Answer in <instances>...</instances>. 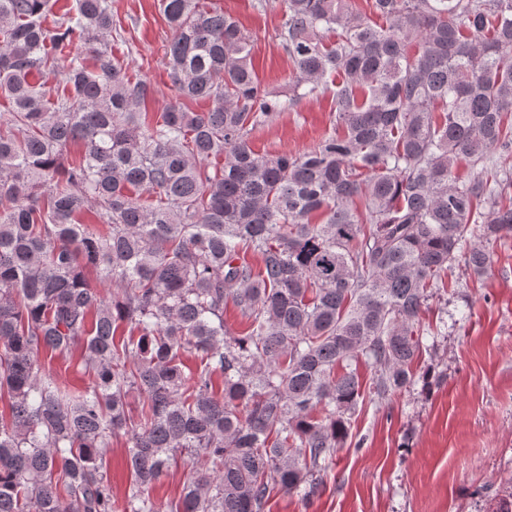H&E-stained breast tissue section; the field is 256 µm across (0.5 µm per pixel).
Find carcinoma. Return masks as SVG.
Instances as JSON below:
<instances>
[{"label": "carcinoma", "instance_id": "obj_1", "mask_svg": "<svg viewBox=\"0 0 512 512\" xmlns=\"http://www.w3.org/2000/svg\"><path fill=\"white\" fill-rule=\"evenodd\" d=\"M161 2L176 101L152 123L151 85L112 56V0H75L52 28L50 0H0V512H265L276 490L315 495L365 395L413 382L432 289L460 261L483 276L487 243L512 237V0H371L380 25L352 0H281L284 101L222 10ZM78 43L93 65L59 64ZM331 74L343 133L252 149ZM76 350L88 383L72 394L40 354ZM178 463L191 476L164 505L152 489ZM125 439L113 441L106 454L107 475L112 483V492L122 502L130 484V476L123 466Z\"/></svg>", "mask_w": 512, "mask_h": 512}]
</instances>
